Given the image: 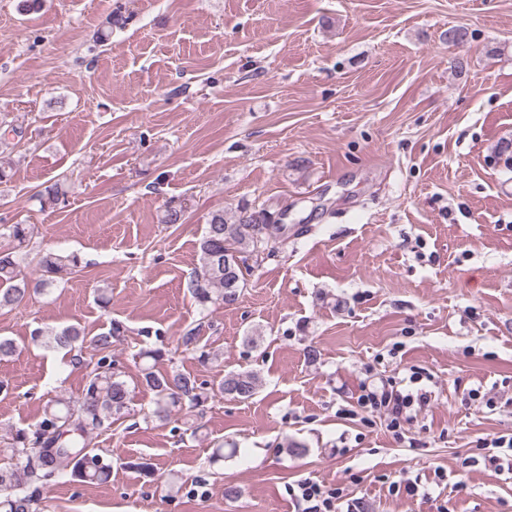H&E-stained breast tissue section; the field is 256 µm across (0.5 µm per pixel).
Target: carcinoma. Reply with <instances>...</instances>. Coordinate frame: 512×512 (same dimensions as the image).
Segmentation results:
<instances>
[{
  "label": "carcinoma",
  "instance_id": "carcinoma-1",
  "mask_svg": "<svg viewBox=\"0 0 512 512\" xmlns=\"http://www.w3.org/2000/svg\"><path fill=\"white\" fill-rule=\"evenodd\" d=\"M283 229L275 215L263 205L243 204L229 218L224 211L213 212L198 243L197 266L187 284L195 302L206 311L210 306L226 307L239 300L251 268L246 257H260L273 242V232ZM0 237L11 243L0 247V310L12 309L33 294H48L63 276L79 267L74 253L46 250L39 254V275L31 280L23 274L20 248L30 241L25 224H1ZM121 326L111 325L108 332L91 340L100 354L88 373L81 393L76 397L59 396L49 400L42 419L32 427L11 433L8 447L16 461L0 466V512H33L36 496L61 478L70 475L82 482L103 483L112 473V464L104 461L91 447L92 440L111 428L130 412L131 392L114 368L112 346L119 340ZM85 331L78 323L61 328L38 327L32 331L34 344L53 351L72 352L83 343ZM178 347L195 354L205 366L219 353L201 344L199 329L190 328L177 338ZM166 351L161 347L142 348L136 354L140 383L152 393L153 408L148 418L168 422L181 412L201 417L209 399L221 395L240 401L253 398L263 387L257 371L230 372L224 375L212 394L201 391L197 378L177 367L159 370Z\"/></svg>",
  "mask_w": 512,
  "mask_h": 512
}]
</instances>
